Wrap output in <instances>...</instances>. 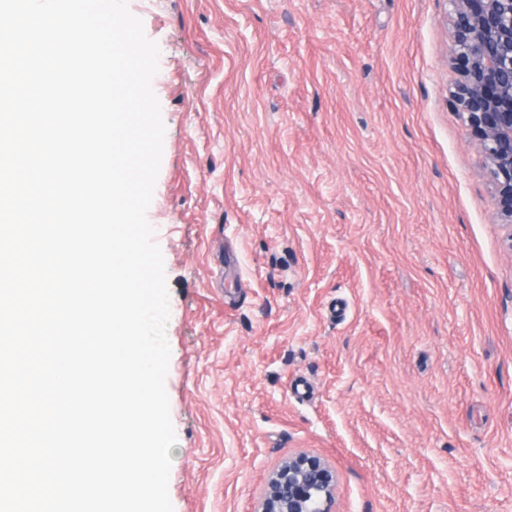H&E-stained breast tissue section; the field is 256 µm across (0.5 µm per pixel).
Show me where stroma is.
<instances>
[{"mask_svg": "<svg viewBox=\"0 0 512 512\" xmlns=\"http://www.w3.org/2000/svg\"><path fill=\"white\" fill-rule=\"evenodd\" d=\"M160 48L174 512H512V246L448 0H129ZM336 489L333 468L318 456L299 454L269 476L260 512H331Z\"/></svg>", "mask_w": 512, "mask_h": 512, "instance_id": "1", "label": "stroma"}]
</instances>
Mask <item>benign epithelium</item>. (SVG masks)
I'll use <instances>...</instances> for the list:
<instances>
[{"instance_id":"benign-epithelium-1","label":"benign epithelium","mask_w":512,"mask_h":512,"mask_svg":"<svg viewBox=\"0 0 512 512\" xmlns=\"http://www.w3.org/2000/svg\"><path fill=\"white\" fill-rule=\"evenodd\" d=\"M448 53L461 80L448 104L474 133L512 241V0H448ZM333 468L299 454L269 476L260 512H331Z\"/></svg>"}]
</instances>
